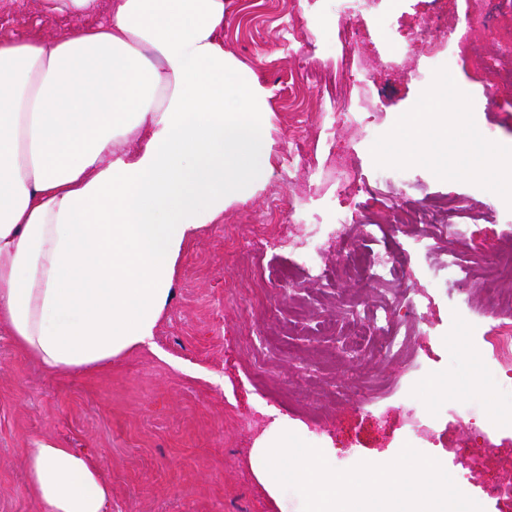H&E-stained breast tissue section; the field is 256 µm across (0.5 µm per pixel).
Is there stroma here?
Masks as SVG:
<instances>
[{
	"label": "stroma",
	"mask_w": 512,
	"mask_h": 512,
	"mask_svg": "<svg viewBox=\"0 0 512 512\" xmlns=\"http://www.w3.org/2000/svg\"><path fill=\"white\" fill-rule=\"evenodd\" d=\"M433 7V0H381L380 10L392 15L385 38L371 17L338 16L333 0H224V51L265 90L273 171L185 244L154 349L59 377L0 328V512H39L24 451L41 441L99 465L112 484L110 512H302L298 492L289 491L283 509L256 480V440L315 430L333 468L382 464L404 445L409 395L420 386L435 436L425 455L447 470L466 467L460 489L483 512H512V500L483 492L487 481L512 482V429L483 438L506 405L484 333L512 322V310L493 294L512 289L494 261L512 253V199L485 186L464 154L479 142L512 177V94L492 109H469L487 88V71L464 54L454 74L435 68L413 38ZM68 24L43 12L40 0H14L11 14H0V36L50 35ZM390 39L399 45L391 67ZM449 78L457 94L445 102L437 91ZM342 112L371 115L372 123H338ZM426 122L446 128L454 144L447 160L408 153ZM292 133L304 141L306 166L293 158ZM336 150L358 178L388 177L383 201L358 206L338 197ZM275 196L296 200L289 221L300 236L335 230L337 213L347 214L338 250L363 248L358 225L385 223L387 207L465 201L464 253L479 266L469 283L430 290L426 279L453 241L426 257L412 240L397 239L408 258L398 285L421 295L423 318L401 312L389 324L412 328L409 358L364 357L350 330L377 304L380 288L346 276L335 252L326 277L313 279L297 249L258 258L245 249L246 229L263 222ZM285 272L294 287L285 286ZM459 413L469 416L467 429L457 426Z\"/></svg>",
	"instance_id": "1"
}]
</instances>
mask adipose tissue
<instances>
[{"mask_svg":"<svg viewBox=\"0 0 512 512\" xmlns=\"http://www.w3.org/2000/svg\"><path fill=\"white\" fill-rule=\"evenodd\" d=\"M73 19L0 38V325L60 376L151 344L185 242L271 171L261 88L224 0H41ZM39 512H108L96 463L26 449Z\"/></svg>","mask_w":512,"mask_h":512,"instance_id":"1","label":"adipose tissue"}]
</instances>
